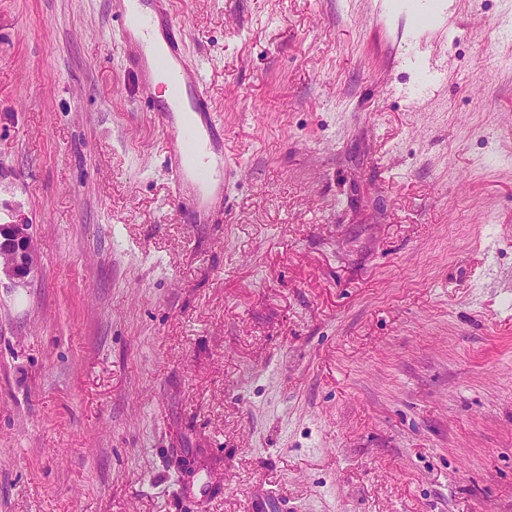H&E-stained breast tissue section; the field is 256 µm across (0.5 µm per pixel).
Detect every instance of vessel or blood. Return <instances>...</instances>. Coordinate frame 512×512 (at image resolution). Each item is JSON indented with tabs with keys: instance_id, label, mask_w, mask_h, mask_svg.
I'll return each mask as SVG.
<instances>
[{
	"instance_id": "vessel-or-blood-1",
	"label": "vessel or blood",
	"mask_w": 512,
	"mask_h": 512,
	"mask_svg": "<svg viewBox=\"0 0 512 512\" xmlns=\"http://www.w3.org/2000/svg\"><path fill=\"white\" fill-rule=\"evenodd\" d=\"M114 16L126 62L138 90L148 89L158 73L171 79V97L157 108L165 132L164 152L172 201L190 210L196 223L213 224L224 213V126L203 87L199 68L184 52L188 32L178 24L170 0H116ZM414 46L407 56L430 83H437L447 62L423 45L421 37L447 28L450 19L437 9L404 0Z\"/></svg>"
}]
</instances>
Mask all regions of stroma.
<instances>
[{
  "instance_id": "obj_1",
  "label": "stroma",
  "mask_w": 512,
  "mask_h": 512,
  "mask_svg": "<svg viewBox=\"0 0 512 512\" xmlns=\"http://www.w3.org/2000/svg\"><path fill=\"white\" fill-rule=\"evenodd\" d=\"M113 0H0V512H512V39L433 95L378 0H174L224 221L172 202ZM30 227L25 218L0 224V276L3 273L23 283L36 270L38 260Z\"/></svg>"
}]
</instances>
